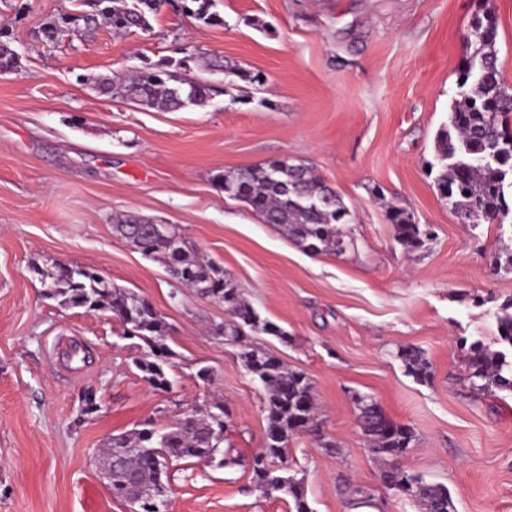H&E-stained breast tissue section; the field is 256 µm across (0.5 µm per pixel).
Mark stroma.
Segmentation results:
<instances>
[{
  "label": "stroma",
  "mask_w": 512,
  "mask_h": 512,
  "mask_svg": "<svg viewBox=\"0 0 512 512\" xmlns=\"http://www.w3.org/2000/svg\"><path fill=\"white\" fill-rule=\"evenodd\" d=\"M479 0H216L222 25L164 6L150 30L100 27L45 42L42 27L77 0H0V43L18 55L0 73V512H127L94 459L107 438L221 402L225 468L180 461L168 512H293L265 497L250 470L267 411L223 302L181 285L112 228L117 215L176 225L260 318L285 338L253 341L306 374L323 440L299 431L285 465L313 512H421L383 485L384 464L356 425L354 394L373 396L414 439L401 467L448 487L458 512H512V392L487 397L465 375L466 343L496 346L512 299V226L461 223L427 163L447 121L463 39ZM258 73L227 94L175 112L147 109L116 79L164 58L223 86L212 58ZM285 158L311 167L353 212L354 246L311 254L214 177ZM434 238L404 249L389 205ZM98 272L163 317L170 386L135 364L143 343L105 311L63 308L37 268ZM86 362L66 358L71 342ZM423 352L431 380L409 376L399 349ZM94 390L100 409L80 412Z\"/></svg>",
  "instance_id": "1"
}]
</instances>
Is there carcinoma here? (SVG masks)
<instances>
[{
    "label": "carcinoma",
    "mask_w": 512,
    "mask_h": 512,
    "mask_svg": "<svg viewBox=\"0 0 512 512\" xmlns=\"http://www.w3.org/2000/svg\"><path fill=\"white\" fill-rule=\"evenodd\" d=\"M169 0H79L81 10L64 15L61 23L49 24L42 30L47 41H57L61 25L90 36L103 22L115 31L147 30L149 17L157 15ZM213 0H181L182 13L206 24L219 23L211 11ZM497 16L490 12L478 26L471 43L472 51L456 68V91L448 120L434 137L433 160L428 163V176L442 199L459 216L478 210L481 223L492 224L504 211L512 212V148L507 147L512 126V93L501 77L496 49ZM227 82L237 79L261 83L259 75L235 65L219 63ZM182 63L162 59L120 79L122 90L138 104L162 111L179 110L199 105L219 92L203 82L181 73ZM219 187L228 197L244 202L262 221L288 235L297 246L314 254H341L345 251L343 224L351 223V212L336 191L316 177L301 163L285 159L266 161L233 174L217 177ZM407 209L392 206L388 219L395 225L397 242L407 250L425 245L420 229L404 222ZM117 234L145 257L166 263L172 275L184 286H205V297H214L228 306L232 322L224 325V338L241 344L240 356L247 370L258 381L265 394L267 440L265 447L252 458V474L256 486L267 497L284 493L293 500L294 512H313L302 484L280 474L275 462L288 458V444L294 433L314 423L315 406L312 385L302 373L285 369L273 356L259 350L251 342H243L248 331L281 336L272 323H260L245 300L224 279V270L208 261L176 228L160 230L150 221L122 215L115 220ZM46 297L65 308L105 310L141 339L149 352L137 360V366L150 385L168 387L164 371L169 348L164 343L166 324L161 315L139 296L112 285L93 271L71 277L66 268L56 265L41 271ZM508 313L498 318L500 341L512 348V302L504 305ZM399 358L407 373L421 382L431 377V366L421 352L404 348ZM467 377L471 386L490 395L501 390L512 391V360L503 350H492L480 342L469 346ZM358 424L368 438L372 451L383 461L402 455L413 440L406 425L389 421L373 397L359 395L355 399ZM224 407L218 402L196 409L194 418L166 430L142 428L112 437L110 446L129 448L127 459L110 465L109 451H103L105 468L112 469V496L136 501L139 512H156L154 504L166 489L170 459L206 461L218 467L235 463L224 454ZM390 489L419 504L423 512H457L448 487L426 481L418 474L400 467H386Z\"/></svg>",
    "instance_id": "1"
}]
</instances>
